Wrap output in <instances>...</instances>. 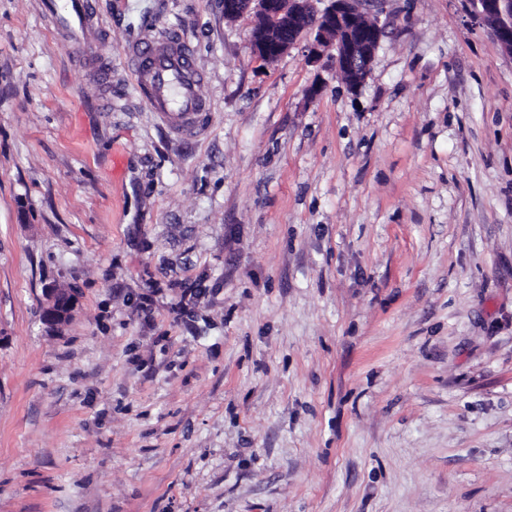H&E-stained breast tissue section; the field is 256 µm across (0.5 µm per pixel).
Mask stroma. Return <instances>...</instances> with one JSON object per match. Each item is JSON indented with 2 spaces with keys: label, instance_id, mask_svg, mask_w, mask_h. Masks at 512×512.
Here are the masks:
<instances>
[{
  "label": "stroma",
  "instance_id": "obj_1",
  "mask_svg": "<svg viewBox=\"0 0 512 512\" xmlns=\"http://www.w3.org/2000/svg\"><path fill=\"white\" fill-rule=\"evenodd\" d=\"M363 10L353 94L224 0H96L107 89L0 0V512H512V52L467 0ZM172 26L194 136L126 56ZM48 306L45 310L46 320L51 324L64 321L73 307V296L60 288H47Z\"/></svg>",
  "mask_w": 512,
  "mask_h": 512
}]
</instances>
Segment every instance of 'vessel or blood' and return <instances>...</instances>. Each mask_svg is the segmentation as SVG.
I'll use <instances>...</instances> for the list:
<instances>
[{
    "mask_svg": "<svg viewBox=\"0 0 512 512\" xmlns=\"http://www.w3.org/2000/svg\"><path fill=\"white\" fill-rule=\"evenodd\" d=\"M53 25L71 40L75 55L96 66L104 83L112 76L103 67L104 41L97 25L92 0H44ZM135 88L151 111L179 135L195 134L204 124L197 118L204 106L197 96L201 77L188 38L171 28L133 47L128 53Z\"/></svg>",
    "mask_w": 512,
    "mask_h": 512,
    "instance_id": "obj_1",
    "label": "vessel or blood"
}]
</instances>
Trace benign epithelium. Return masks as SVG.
Instances as JSON below:
<instances>
[{"label":"benign epithelium","instance_id":"1","mask_svg":"<svg viewBox=\"0 0 512 512\" xmlns=\"http://www.w3.org/2000/svg\"><path fill=\"white\" fill-rule=\"evenodd\" d=\"M315 0H224V14L237 17L256 10L263 17L262 29L254 31L251 56L272 63L299 39L303 30L314 32L310 58L327 57L350 92H358L371 73L372 63L384 34L383 27L362 23L360 0H328L319 11ZM473 19L490 26L494 40L512 50V0H468ZM46 320L64 321L73 307V296L60 288L46 290Z\"/></svg>","mask_w":512,"mask_h":512}]
</instances>
